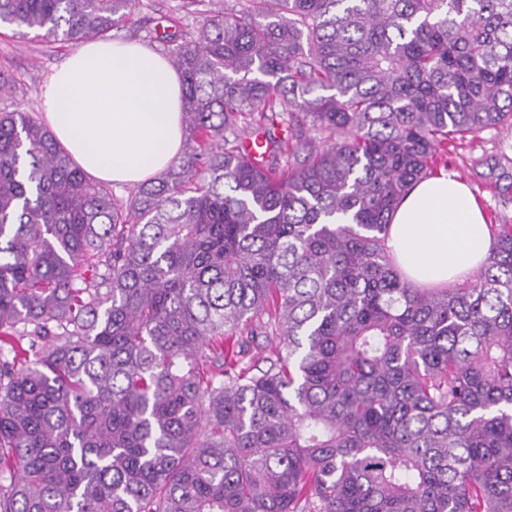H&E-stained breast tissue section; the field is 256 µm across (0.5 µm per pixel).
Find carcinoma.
Returning a JSON list of instances; mask_svg holds the SVG:
<instances>
[{"label":"carcinoma","instance_id":"obj_1","mask_svg":"<svg viewBox=\"0 0 512 512\" xmlns=\"http://www.w3.org/2000/svg\"><path fill=\"white\" fill-rule=\"evenodd\" d=\"M138 5L0 24L78 44ZM155 39L185 148L125 201L0 113V512H512V224L446 288L387 247L439 149L512 126V0H238Z\"/></svg>","mask_w":512,"mask_h":512}]
</instances>
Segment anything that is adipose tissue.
<instances>
[{
	"instance_id": "ef3b65f1",
	"label": "adipose tissue",
	"mask_w": 512,
	"mask_h": 512,
	"mask_svg": "<svg viewBox=\"0 0 512 512\" xmlns=\"http://www.w3.org/2000/svg\"><path fill=\"white\" fill-rule=\"evenodd\" d=\"M43 105L60 144L95 180L136 185L180 155L181 78L143 45L81 44L50 77ZM387 245L408 280L444 287L483 266L490 236L474 194L442 174L416 183L401 201Z\"/></svg>"
}]
</instances>
